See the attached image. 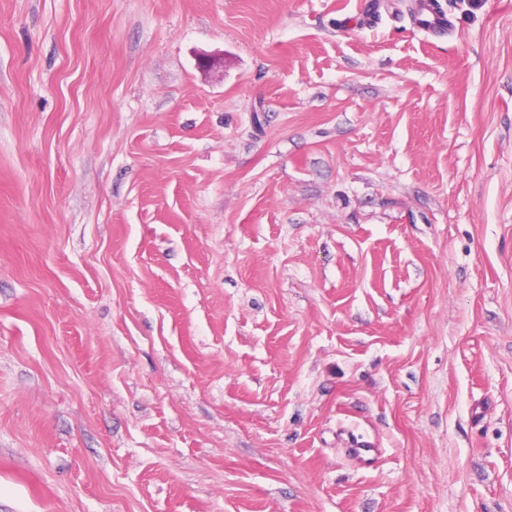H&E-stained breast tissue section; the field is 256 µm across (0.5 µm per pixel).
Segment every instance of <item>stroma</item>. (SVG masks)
<instances>
[{
    "instance_id": "stroma-1",
    "label": "stroma",
    "mask_w": 512,
    "mask_h": 512,
    "mask_svg": "<svg viewBox=\"0 0 512 512\" xmlns=\"http://www.w3.org/2000/svg\"><path fill=\"white\" fill-rule=\"evenodd\" d=\"M371 2L0 0V512H512V0ZM433 0H418L416 5V21L418 27L426 34L437 36L445 35L446 30L449 32L451 28L445 23V17L442 16Z\"/></svg>"
}]
</instances>
